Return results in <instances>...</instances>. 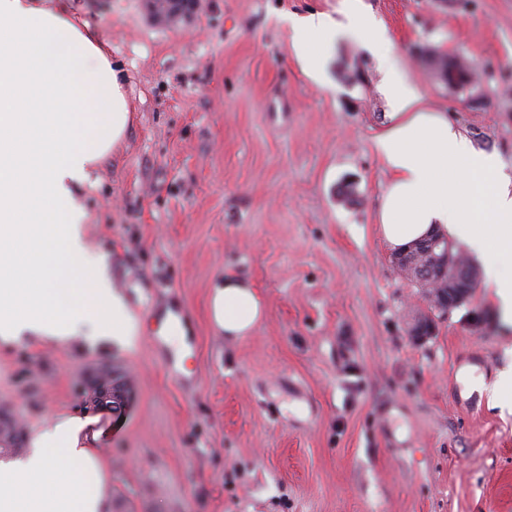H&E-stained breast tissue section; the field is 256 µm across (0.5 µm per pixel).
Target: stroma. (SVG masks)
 I'll use <instances>...</instances> for the list:
<instances>
[{
  "mask_svg": "<svg viewBox=\"0 0 512 512\" xmlns=\"http://www.w3.org/2000/svg\"><path fill=\"white\" fill-rule=\"evenodd\" d=\"M70 3L125 75L132 121L78 200L141 339L131 352L0 347V412L23 431L83 412L79 386L111 368L126 405L98 415L112 512H512V407L459 380L511 365L512 328L486 288L442 315L401 276L378 230V62L341 39L323 87L281 22L343 20L344 0H197L172 23L147 0ZM361 7L427 108L512 165V0ZM459 57L474 79L453 87L438 62ZM227 274L266 306L235 342L209 323ZM173 306L198 341L189 394L151 344ZM424 316L434 330L418 340Z\"/></svg>",
  "mask_w": 512,
  "mask_h": 512,
  "instance_id": "35a3bbf8",
  "label": "stroma"
}]
</instances>
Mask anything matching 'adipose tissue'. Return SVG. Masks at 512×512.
Returning a JSON list of instances; mask_svg holds the SVG:
<instances>
[{"label": "adipose tissue", "instance_id": "1", "mask_svg": "<svg viewBox=\"0 0 512 512\" xmlns=\"http://www.w3.org/2000/svg\"><path fill=\"white\" fill-rule=\"evenodd\" d=\"M343 21L289 17L304 72L326 83L334 39L369 42L382 72L387 129L375 140L391 178L378 229L401 249L440 229L480 258L504 325H512V168L447 117L393 63L385 27L347 0ZM129 108L119 70L66 5L0 0V345L91 341L128 351L140 322L94 254L75 191L122 139ZM214 326L237 339L265 315L254 288L228 275L211 289ZM105 429L87 414L35 423L24 456L0 457V512H111Z\"/></svg>", "mask_w": 512, "mask_h": 512}]
</instances>
